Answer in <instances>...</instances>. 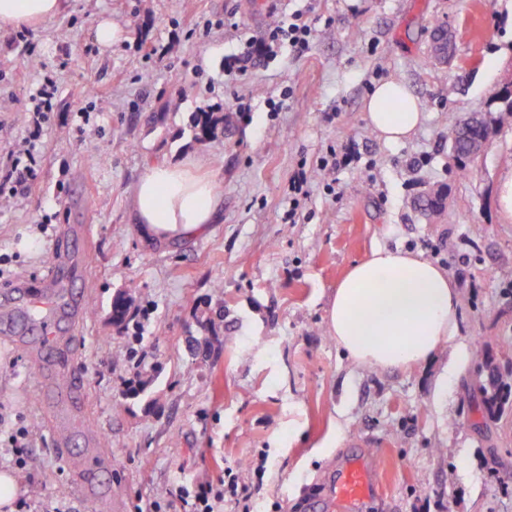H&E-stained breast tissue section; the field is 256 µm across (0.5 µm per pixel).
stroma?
<instances>
[{
  "label": "stroma",
  "instance_id": "35a3bbf8",
  "mask_svg": "<svg viewBox=\"0 0 512 512\" xmlns=\"http://www.w3.org/2000/svg\"><path fill=\"white\" fill-rule=\"evenodd\" d=\"M68 0L25 41L0 29V163L25 135L29 96L54 73L55 107L38 144L31 188L0 209V292L51 264L63 225L87 226L74 248L88 279L74 294L96 305L74 333L87 416L71 422L64 458L39 395L29 349L0 339V469L13 470L32 512H94L75 490L71 461L107 438L106 512H170L168 491H196L225 468L265 453L247 473L253 512H340L313 501L354 455L375 491L358 512H512V408L482 416L471 386L494 365L512 385V222L496 205L512 171V122L461 176L448 117L478 110L512 71V0ZM303 10L309 48L282 49L246 79L224 60ZM110 19L120 37L97 45ZM451 54L429 52L435 22ZM163 49L146 58L140 43ZM39 64L28 68L27 55ZM404 82L426 114L405 143L387 145L364 102L382 81ZM249 104L235 109L236 99ZM196 112H220L224 131L197 141ZM356 146L324 174L330 149ZM197 164L220 208L197 237L146 236L133 203L145 167ZM310 177L299 220H286L288 185ZM441 194L440 215L421 201ZM409 249L460 287V328L421 366L357 365L327 324L348 267L376 246ZM128 293L151 306L140 329L111 321ZM224 312L211 338L203 316ZM161 375L144 394L127 384L136 360ZM31 434L14 465L13 427Z\"/></svg>",
  "mask_w": 512,
  "mask_h": 512
}]
</instances>
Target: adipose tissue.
Here are the masks:
<instances>
[{"label":"adipose tissue","mask_w":512,"mask_h":512,"mask_svg":"<svg viewBox=\"0 0 512 512\" xmlns=\"http://www.w3.org/2000/svg\"><path fill=\"white\" fill-rule=\"evenodd\" d=\"M66 0H0V28L37 25L57 16ZM370 127L390 144L409 138L424 114L402 84H378L365 102ZM140 224L155 238L199 235L218 207L211 180L187 165L163 162L145 168L134 189ZM457 283L419 254L376 247L351 264L328 308L337 345L359 365L394 368L427 362L458 327Z\"/></svg>","instance_id":"adipose-tissue-1"}]
</instances>
